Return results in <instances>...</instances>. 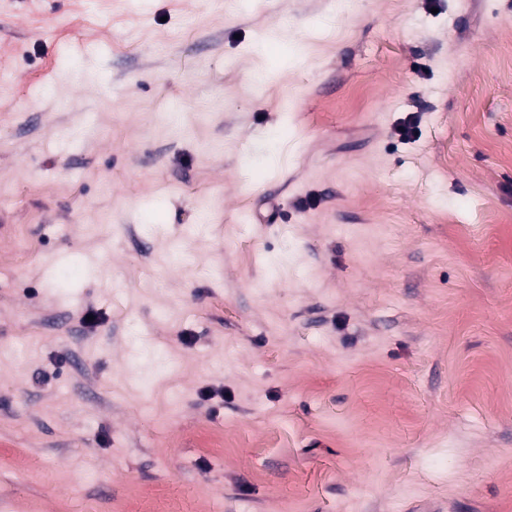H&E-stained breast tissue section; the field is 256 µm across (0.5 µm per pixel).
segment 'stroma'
<instances>
[{
  "label": "stroma",
  "mask_w": 512,
  "mask_h": 512,
  "mask_svg": "<svg viewBox=\"0 0 512 512\" xmlns=\"http://www.w3.org/2000/svg\"><path fill=\"white\" fill-rule=\"evenodd\" d=\"M4 252L0 512H512V0H0Z\"/></svg>",
  "instance_id": "stroma-1"
}]
</instances>
